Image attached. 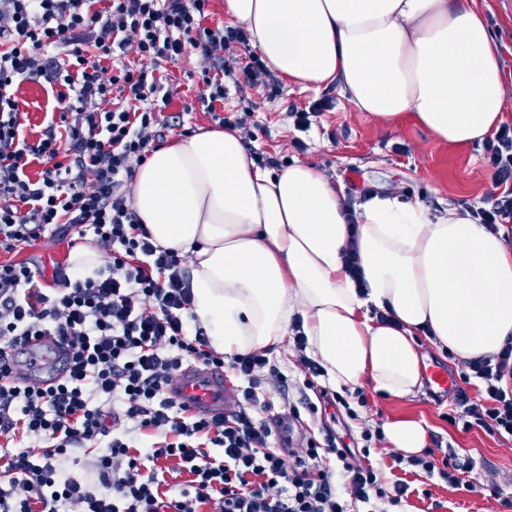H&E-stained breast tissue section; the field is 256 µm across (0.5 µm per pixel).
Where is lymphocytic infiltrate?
<instances>
[{"label":"lymphocytic infiltrate","mask_w":512,"mask_h":512,"mask_svg":"<svg viewBox=\"0 0 512 512\" xmlns=\"http://www.w3.org/2000/svg\"><path fill=\"white\" fill-rule=\"evenodd\" d=\"M209 2L0 0V249L74 232L108 256L89 275L57 265L34 299L42 269L0 263V358L31 336L60 337L69 354V376L58 385H45L33 369L20 384L0 383V439L46 442L10 456L0 472V512H380L379 500L398 507L407 494L401 482L385 491L372 465L331 434L309 439L285 463L255 413L267 407L265 386L287 385V376L267 351L228 360L203 328H191L190 274L177 252L154 245L132 206L127 184L162 137L159 116L170 97L155 70L107 62L131 50L156 63L191 49L220 60L247 35L203 26ZM28 81L56 88L61 105L35 142L14 92ZM115 90L131 107L107 108ZM482 150L495 190L477 215L493 231L512 219V126L487 137ZM34 160L46 163L35 179L26 173ZM190 361L224 362L243 378L235 411L207 420L168 395ZM462 377L480 379L485 396H461L449 423L512 437V337L497 355L466 361ZM146 430L156 440L138 448ZM92 447L98 453L80 472L76 453ZM171 459L190 474L187 487L167 486ZM392 460L451 485L473 466L430 451Z\"/></svg>","instance_id":"lymphocytic-infiltrate-1"}]
</instances>
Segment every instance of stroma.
Wrapping results in <instances>:
<instances>
[{
    "instance_id": "35a3bbf8",
    "label": "stroma",
    "mask_w": 512,
    "mask_h": 512,
    "mask_svg": "<svg viewBox=\"0 0 512 512\" xmlns=\"http://www.w3.org/2000/svg\"><path fill=\"white\" fill-rule=\"evenodd\" d=\"M488 24L501 45L506 75H512V0H486ZM255 49L234 45L224 55L227 94L214 112H207L198 99L203 72L209 63L191 51L180 61L163 66L165 89L171 102L166 115L180 116L186 129L216 127L217 116L238 121L243 145L260 165L280 168L298 161L319 167L332 180L341 182L349 195L367 188L377 193H395L410 201L440 210L453 205H479L493 190L492 173L485 166L480 145H453L433 141L411 119L395 131L354 110L338 86L301 89L275 73L262 76L256 85L243 80L242 69L256 57ZM24 101L21 122L27 138L38 139L52 112L56 93L36 82L22 83L17 90ZM331 102L329 110L314 115L308 132L296 130L294 112L310 110L320 100ZM72 252L67 241L42 239L21 250H0V263L33 259L45 268L69 263ZM367 404L356 416L328 407L311 429L317 437L333 433L345 441L359 438L367 426H378L396 418L425 421L429 427L430 450L436 458L448 451L471 458L472 471L461 474L451 486L440 478L403 474L394 468L388 450L370 455L382 474L384 487L406 478L412 492L407 512H512L504 498L512 499V438H501L481 428L463 431L445 420L450 400L435 397L428 388L412 397L396 399L366 389ZM499 494H491L490 483Z\"/></svg>"
}]
</instances>
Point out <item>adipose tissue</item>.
Returning <instances> with one entry per match:
<instances>
[{
  "label": "adipose tissue",
  "mask_w": 512,
  "mask_h": 512,
  "mask_svg": "<svg viewBox=\"0 0 512 512\" xmlns=\"http://www.w3.org/2000/svg\"><path fill=\"white\" fill-rule=\"evenodd\" d=\"M224 18L280 77L339 83L390 131L410 116L435 141L480 143L512 107L480 0H224ZM132 189L153 242L190 254L192 311L225 358L282 343L297 324L336 388L407 398L422 385L418 334L463 360L512 336V238L468 209L373 193L347 221L340 183L312 164L261 166L229 128L159 146ZM352 242L361 288L343 262ZM382 430L404 456L427 446L425 422Z\"/></svg>",
  "instance_id": "ef3b65f1"
}]
</instances>
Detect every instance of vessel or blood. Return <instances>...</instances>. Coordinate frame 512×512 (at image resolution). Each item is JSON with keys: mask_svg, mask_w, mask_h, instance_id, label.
<instances>
[{"mask_svg": "<svg viewBox=\"0 0 512 512\" xmlns=\"http://www.w3.org/2000/svg\"><path fill=\"white\" fill-rule=\"evenodd\" d=\"M29 362H50V384L63 381L67 374L68 359L57 337L40 336L31 339L19 350ZM428 385L434 393L451 391L453 379L445 366L433 364L426 370ZM169 395L182 404L189 413L208 419H219L231 410V393L223 369L190 364L182 368L167 388ZM269 427L278 435L282 448L288 449L300 439L296 421L288 414H279L269 421Z\"/></svg>", "mask_w": 512, "mask_h": 512, "instance_id": "b4317fda", "label": "vessel or blood"}]
</instances>
